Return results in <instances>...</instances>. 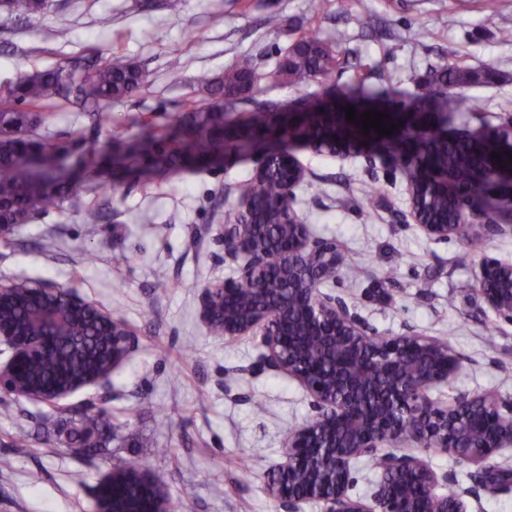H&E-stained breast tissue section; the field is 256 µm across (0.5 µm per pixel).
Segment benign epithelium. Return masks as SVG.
I'll use <instances>...</instances> for the list:
<instances>
[{
	"instance_id": "benign-epithelium-1",
	"label": "benign epithelium",
	"mask_w": 512,
	"mask_h": 512,
	"mask_svg": "<svg viewBox=\"0 0 512 512\" xmlns=\"http://www.w3.org/2000/svg\"><path fill=\"white\" fill-rule=\"evenodd\" d=\"M357 136L342 134L332 143L312 141L318 151L336 153ZM283 163L290 176L284 197L270 206L254 196L238 200L234 220L224 224V252L231 260L245 257L238 276L204 287L202 313L207 324L224 323V336L260 334L265 352L263 367L295 378L311 397L315 411L306 424L289 432L284 461L270 483V494L294 512L305 501L323 504V512H467L459 495H441L437 474L413 454L380 456L383 473L371 502L348 494L351 463L374 457L381 448L442 447L473 465L485 464L493 454L512 446V409L493 393L459 395L444 404L431 391L458 369L447 343L417 334L376 336L336 296L320 284L336 278L342 263L336 244L312 237L292 206L294 189L305 171L291 155L267 152L254 175L263 180L271 166ZM427 192L448 199L449 208L428 214L418 202L415 181L408 183L411 219L430 238L478 236L497 230L502 215L489 217L457 206L460 190L448 170L436 169L426 180ZM279 254L277 276L267 275L272 255ZM478 291L494 311L512 316V265L485 257L477 276ZM19 291L63 296L43 307L35 319L51 332L32 340L0 320V344L12 351L0 368V390L42 401L18 382L22 369L56 341L54 332L77 335L80 323L68 310L82 306L66 290L44 285L31 288L15 281L0 282V304ZM105 335L112 341V366L128 355L132 333L120 321L97 312ZM418 370L404 369L408 356ZM160 484L147 483L139 506L129 510L113 499L101 512H165Z\"/></svg>"
}]
</instances>
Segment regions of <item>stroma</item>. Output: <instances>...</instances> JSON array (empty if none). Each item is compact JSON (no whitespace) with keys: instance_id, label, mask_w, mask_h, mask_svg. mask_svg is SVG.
<instances>
[{"instance_id":"1","label":"stroma","mask_w":512,"mask_h":512,"mask_svg":"<svg viewBox=\"0 0 512 512\" xmlns=\"http://www.w3.org/2000/svg\"><path fill=\"white\" fill-rule=\"evenodd\" d=\"M48 0L43 13L0 22V86L24 71L64 66L78 70L98 59L132 61L146 84L96 123L79 105L46 101L40 131L65 145L72 158L94 146L120 150L140 121L164 126L170 114L209 103L194 79L222 75L249 58L269 78L240 105L241 112L273 99L298 108L309 95L347 94L354 70L327 82L291 85L272 77L281 50L304 35L349 51L364 66L371 108L390 110L396 88L421 92L436 70L462 64L486 72L465 87L477 111L443 122L449 137L512 121V0ZM275 14L276 29L263 20ZM430 33L412 42L411 28ZM180 60V79L169 64ZM305 170L293 207L313 237L335 243L343 263L328 293L343 300L378 336L422 334L448 343L459 368L432 392L495 393L512 407V318L492 310L476 290L483 257L512 263V230L466 242L436 240L412 223L406 185L414 163L367 144L339 154L295 148ZM262 150L225 153L211 164L141 176L113 173L101 163L81 179L82 201L103 219L84 223L71 210L17 226L0 239V279L65 289L122 320L133 331L125 360L105 380L57 405L0 393V512H96L100 484L113 470H147L184 512H287L268 490L283 460L288 433L314 415L301 385L261 369L260 336L229 339L212 333L201 316L209 283L237 274L225 258L220 229L236 207L238 182L253 178ZM466 263H458L461 252ZM393 279H386V269ZM167 288L155 289L156 280ZM80 420L103 454L81 457L56 431ZM26 447L13 443L18 431ZM444 481L438 493L463 497L468 512H512V447L489 463L505 480L479 487L474 466L447 452L419 449Z\"/></svg>"}]
</instances>
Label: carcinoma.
Wrapping results in <instances>:
<instances>
[{
  "instance_id": "obj_1",
  "label": "carcinoma",
  "mask_w": 512,
  "mask_h": 512,
  "mask_svg": "<svg viewBox=\"0 0 512 512\" xmlns=\"http://www.w3.org/2000/svg\"><path fill=\"white\" fill-rule=\"evenodd\" d=\"M45 0H0V13L10 18H28L43 11ZM338 58L330 45L313 36H302L292 42L275 65L278 76L290 83L309 79L324 80L331 76ZM478 74L469 68L446 67L426 85V104L453 98V112L444 120L453 119L456 112L475 110L473 100L460 92ZM143 71L133 62H104L79 73L64 67L35 70L22 74L0 94V224H26L34 217L53 210H78L87 224L100 222L99 213L79 201V186L65 164L54 159L36 169L27 160L44 154L53 147L46 136L35 138L30 128L41 122L37 108L55 97L74 99L82 107L102 112L138 91L143 85ZM262 76L248 62L224 69V74L210 77L201 74L196 83L215 98L207 107H192L168 117L165 134H157L147 124L141 125L138 141L125 153L110 156L114 171L143 169L175 171L182 159H197L224 155L226 151L248 153L258 149L266 139L273 114L283 103L270 100L263 107L247 113L244 126L258 135L242 139L227 138L225 130L239 127L238 105L246 95L257 89ZM336 133L334 126H322L309 117L286 131L282 140L293 144L310 137L328 138ZM469 144L450 141L440 147L428 166L448 167L457 187L465 191L464 199L485 202L493 213L501 205L489 192L490 178H479L467 158ZM282 172H270L260 183L246 180L241 193L256 195L274 204L284 193ZM37 296H20L5 307L3 317L16 324L26 335L41 331L31 317ZM84 324L83 335L70 336L60 346L28 366L27 384L39 391H55L93 370H104L110 364V353L102 342L101 328L93 318L75 315ZM87 430L76 424L67 431L68 445L76 452L89 449Z\"/></svg>"
}]
</instances>
